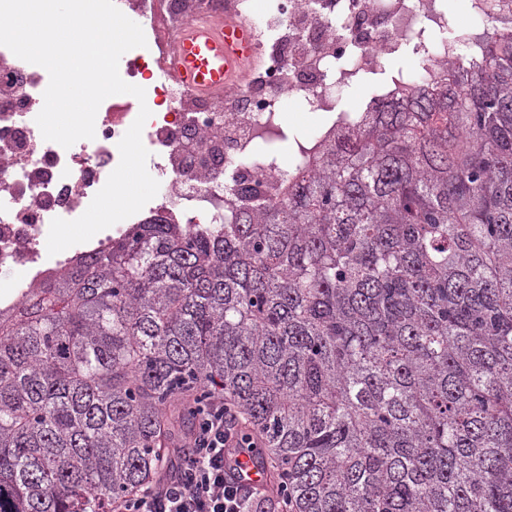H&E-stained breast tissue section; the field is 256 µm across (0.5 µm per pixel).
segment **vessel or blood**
I'll return each instance as SVG.
<instances>
[{"instance_id":"b4317fda","label":"vessel or blood","mask_w":512,"mask_h":512,"mask_svg":"<svg viewBox=\"0 0 512 512\" xmlns=\"http://www.w3.org/2000/svg\"><path fill=\"white\" fill-rule=\"evenodd\" d=\"M253 39L252 32L235 21L188 27L176 44L180 81L201 93L222 92L250 62Z\"/></svg>"}]
</instances>
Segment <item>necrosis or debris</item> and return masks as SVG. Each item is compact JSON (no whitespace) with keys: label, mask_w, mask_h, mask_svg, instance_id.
Instances as JSON below:
<instances>
[{"label":"necrosis or debris","mask_w":512,"mask_h":512,"mask_svg":"<svg viewBox=\"0 0 512 512\" xmlns=\"http://www.w3.org/2000/svg\"><path fill=\"white\" fill-rule=\"evenodd\" d=\"M443 2L265 0L257 13L250 0H115L146 37V47L121 57L119 73L145 90L144 105L151 112L142 132L149 152L146 167L161 183L128 224L157 218L215 224L233 218L242 200L225 189L228 164L281 134L282 101L291 98L322 112V136L349 119V112L336 108V89L351 82L352 72L326 76L336 56H352L358 69L375 73L412 41L429 81L444 83L449 69H468V55L459 46H429L428 31L448 26ZM217 18L255 31L257 64L223 93L201 95L171 76V41L185 25ZM48 83L43 67L0 46V271L23 275L6 297L11 306L21 301L24 287L66 268L78 255L74 246L49 255L50 224L85 212L118 166V143L140 107L117 95L105 99L94 139L65 148L45 140L35 121Z\"/></svg>","instance_id":"4bbe7bcc"}]
</instances>
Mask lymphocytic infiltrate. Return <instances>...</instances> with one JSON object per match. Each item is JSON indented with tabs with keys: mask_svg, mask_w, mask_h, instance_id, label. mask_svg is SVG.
<instances>
[{
	"mask_svg": "<svg viewBox=\"0 0 512 512\" xmlns=\"http://www.w3.org/2000/svg\"><path fill=\"white\" fill-rule=\"evenodd\" d=\"M181 444L189 448L173 476H163L112 505V512H258L260 493L230 482L234 452L260 442L246 433L241 412L224 399L202 406Z\"/></svg>",
	"mask_w": 512,
	"mask_h": 512,
	"instance_id": "lymphocytic-infiltrate-1",
	"label": "lymphocytic infiltrate"
}]
</instances>
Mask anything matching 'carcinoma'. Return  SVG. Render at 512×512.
Returning a JSON list of instances; mask_svg holds the SVG:
<instances>
[{
    "label": "carcinoma",
    "mask_w": 512,
    "mask_h": 512,
    "mask_svg": "<svg viewBox=\"0 0 512 512\" xmlns=\"http://www.w3.org/2000/svg\"><path fill=\"white\" fill-rule=\"evenodd\" d=\"M224 224H138L0 308V512H110L193 391L292 512H512V31Z\"/></svg>",
    "instance_id": "carcinoma-1"
}]
</instances>
